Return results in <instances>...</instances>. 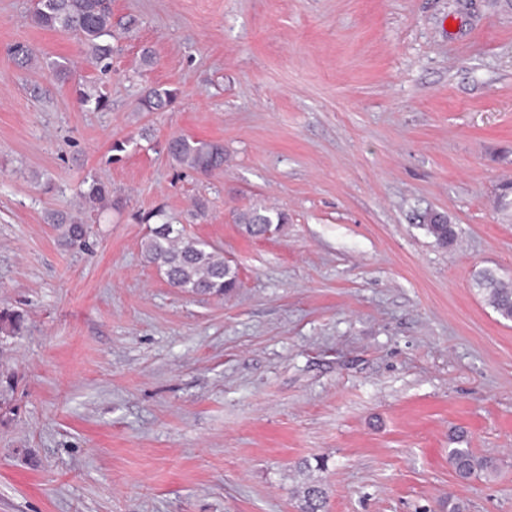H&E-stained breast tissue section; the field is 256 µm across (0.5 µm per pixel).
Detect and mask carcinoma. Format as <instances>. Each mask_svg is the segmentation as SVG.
Segmentation results:
<instances>
[{
	"label": "carcinoma",
	"mask_w": 512,
	"mask_h": 512,
	"mask_svg": "<svg viewBox=\"0 0 512 512\" xmlns=\"http://www.w3.org/2000/svg\"><path fill=\"white\" fill-rule=\"evenodd\" d=\"M31 21L38 27L71 33L84 47L87 60L99 70L110 68L112 48L106 38L112 37V0H38L31 12ZM76 95L84 106L96 109L107 107V99L99 94L76 88ZM175 91L163 86L149 87L139 101L142 112H157L168 106ZM167 152L178 164L200 172L212 171L224 164V146L177 136L167 143ZM119 206L120 200L109 198L107 186L97 178L91 179L81 193L79 215H51V223L59 232V241L66 247H87L90 234L88 221L93 213L108 203ZM157 220L144 242L148 262L157 266L168 284L184 293L200 295H226L238 284L239 273L224 253L210 243L189 236L184 228L157 209L148 213L146 221ZM422 228L435 242L446 247L457 238L455 226L438 213L422 216ZM235 222L252 237H264L288 223V215L275 207H250L235 213ZM489 305L505 321H512V285L494 272L484 270L475 279ZM448 460L462 478L479 477L493 469L491 460L477 455L471 448H451ZM300 512H324V489L314 482L304 484Z\"/></svg>",
	"instance_id": "1"
}]
</instances>
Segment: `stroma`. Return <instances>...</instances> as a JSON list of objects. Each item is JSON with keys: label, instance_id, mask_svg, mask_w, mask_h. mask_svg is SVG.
<instances>
[{"label": "stroma", "instance_id": "stroma-1", "mask_svg": "<svg viewBox=\"0 0 512 512\" xmlns=\"http://www.w3.org/2000/svg\"><path fill=\"white\" fill-rule=\"evenodd\" d=\"M33 3L0 0V310L23 317L0 336V512H299L310 478L325 512H512V322L473 286L512 281V0H112L104 74ZM156 85L176 101L139 111ZM173 135L223 167L177 165ZM94 176L120 205L82 252L48 217ZM249 206L288 222L249 236ZM158 208L234 292L145 260ZM452 448L498 468L460 478ZM167 152L178 164L200 172H209L224 164V146L177 136L167 143ZM423 223L420 226L434 238L435 242L441 247H448L457 238V231L453 224L438 213H427L422 216Z\"/></svg>", "mask_w": 512, "mask_h": 512}]
</instances>
